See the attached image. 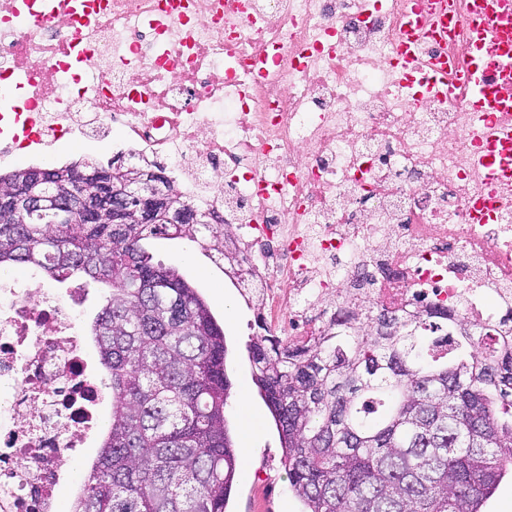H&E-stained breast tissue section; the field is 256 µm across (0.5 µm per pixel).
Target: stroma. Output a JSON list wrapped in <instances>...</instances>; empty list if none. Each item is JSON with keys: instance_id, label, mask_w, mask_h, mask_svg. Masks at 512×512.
<instances>
[{"instance_id": "obj_1", "label": "stroma", "mask_w": 512, "mask_h": 512, "mask_svg": "<svg viewBox=\"0 0 512 512\" xmlns=\"http://www.w3.org/2000/svg\"><path fill=\"white\" fill-rule=\"evenodd\" d=\"M121 139V131L115 128L100 146L88 151L61 142L53 154L37 158L35 164L53 167L87 156L105 162ZM203 243L200 236L157 238L149 240L148 249L157 259L180 269L224 328L226 373L231 382L225 416L238 457L227 512H303L288 482L275 422L254 383L247 345L258 331L257 305L246 300L242 288L211 263Z\"/></svg>"}]
</instances>
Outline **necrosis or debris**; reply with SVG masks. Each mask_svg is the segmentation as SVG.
<instances>
[{
    "mask_svg": "<svg viewBox=\"0 0 512 512\" xmlns=\"http://www.w3.org/2000/svg\"><path fill=\"white\" fill-rule=\"evenodd\" d=\"M412 0H0V157L82 148L159 165L238 227L237 275L274 335L311 343L337 293L512 328V201L473 158L467 92L421 101L392 76ZM461 20L429 51L468 68ZM31 109L14 111L15 88ZM80 293L0 279V512H57L112 392Z\"/></svg>",
    "mask_w": 512,
    "mask_h": 512,
    "instance_id": "1",
    "label": "necrosis or debris"
}]
</instances>
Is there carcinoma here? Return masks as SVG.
<instances>
[{"label":"carcinoma","instance_id":"cac0c4a2","mask_svg":"<svg viewBox=\"0 0 512 512\" xmlns=\"http://www.w3.org/2000/svg\"><path fill=\"white\" fill-rule=\"evenodd\" d=\"M86 161L0 174L6 187L47 186L58 198L25 224L0 223V268L26 264L62 282L111 288L91 324L111 391L98 459L72 512H226L237 454L226 428L231 384L224 330L180 272L154 259L155 224H58ZM150 171L149 167H144ZM152 172V171H150ZM173 205L199 209L162 173ZM336 298L316 340L291 345L262 333L248 351L280 434L289 484L306 512H482L512 470V334L475 327L448 311L389 314L367 305L363 286ZM454 333V348L436 349Z\"/></svg>","mask_w":512,"mask_h":512}]
</instances>
